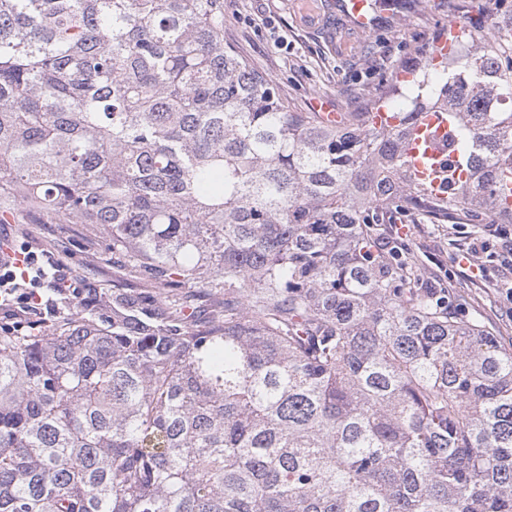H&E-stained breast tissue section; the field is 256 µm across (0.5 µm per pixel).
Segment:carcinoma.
<instances>
[{"label":"carcinoma","mask_w":512,"mask_h":512,"mask_svg":"<svg viewBox=\"0 0 512 512\" xmlns=\"http://www.w3.org/2000/svg\"><path fill=\"white\" fill-rule=\"evenodd\" d=\"M494 28L378 129L293 111L221 0H0V211L90 225L124 277L0 323V512H512V351L371 245L512 224ZM445 83L469 176L435 195L405 146Z\"/></svg>","instance_id":"cac0c4a2"}]
</instances>
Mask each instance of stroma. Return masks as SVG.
Wrapping results in <instances>:
<instances>
[{
    "label": "stroma",
    "mask_w": 512,
    "mask_h": 512,
    "mask_svg": "<svg viewBox=\"0 0 512 512\" xmlns=\"http://www.w3.org/2000/svg\"><path fill=\"white\" fill-rule=\"evenodd\" d=\"M224 42L251 68L276 83L281 97L298 112L311 109L320 97L340 112H356L380 95L402 61L424 54L437 31L448 25L439 0H413L412 15L378 10L364 32L350 31L336 45L325 28L304 19L298 0H223ZM272 18L288 39L287 50L276 48L258 21ZM479 230L475 224H434L424 218L401 227L403 242L419 266L424 287L446 288L463 316L480 315L502 346L512 349V311L503 307L494 281L474 285L458 276L454 256ZM81 224H61L32 216L19 208L13 220L0 224V250L29 247L45 254L73 286L108 288L119 267L111 250L86 254Z\"/></svg>",
    "instance_id": "35a3bbf8"
}]
</instances>
